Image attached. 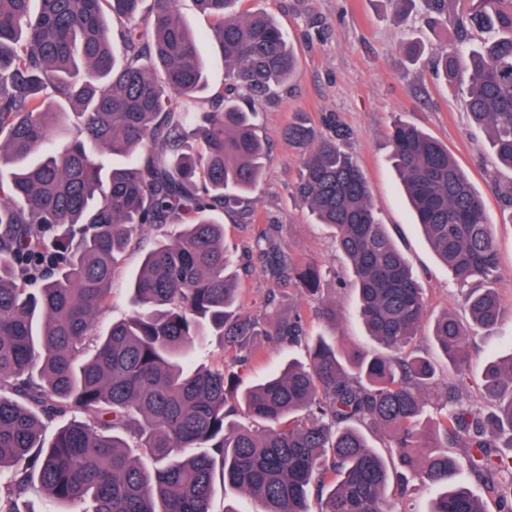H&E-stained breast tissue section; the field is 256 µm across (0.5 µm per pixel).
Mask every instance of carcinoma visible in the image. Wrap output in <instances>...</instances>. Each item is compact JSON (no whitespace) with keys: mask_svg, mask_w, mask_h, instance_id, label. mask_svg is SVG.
Returning <instances> with one entry per match:
<instances>
[{"mask_svg":"<svg viewBox=\"0 0 512 512\" xmlns=\"http://www.w3.org/2000/svg\"><path fill=\"white\" fill-rule=\"evenodd\" d=\"M224 53V81L254 100L293 78L288 36L241 0H195ZM118 32H113V25ZM453 24L486 34L439 63L462 85L472 123L512 169V0H463ZM209 88L180 0H0V512H35V490L79 512H213L215 481L259 512H391L387 488L411 475L440 487L428 512H485L449 484L468 449L489 482L512 465V358L482 372L491 411L463 402L468 344L502 318L495 228L448 147L398 118L391 156L424 236L467 289V324L439 317L432 336L458 379L427 413L436 368L409 350L426 305L405 257L377 218L368 181L307 118L288 126L305 149L296 200L335 233L349 260L358 313L386 353L341 355L322 336L237 393L236 373L192 363L218 336L238 363L255 337L300 343L304 319L272 304L265 323L236 307L239 270L219 212L256 189L264 145L255 113ZM124 160L106 165L101 156ZM176 226L144 254L130 310L112 311V278L133 236ZM273 280L313 300L325 273L293 261L273 237L248 250ZM69 423L46 439L62 414ZM381 428L390 464L364 429Z\"/></svg>","mask_w":512,"mask_h":512,"instance_id":"1","label":"carcinoma"}]
</instances>
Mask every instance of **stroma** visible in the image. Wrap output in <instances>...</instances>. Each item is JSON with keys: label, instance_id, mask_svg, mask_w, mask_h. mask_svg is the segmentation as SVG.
<instances>
[{"label": "stroma", "instance_id": "35a3bbf8", "mask_svg": "<svg viewBox=\"0 0 512 512\" xmlns=\"http://www.w3.org/2000/svg\"><path fill=\"white\" fill-rule=\"evenodd\" d=\"M241 7L261 11L279 24L293 45L297 69L293 80L274 97L251 104L258 114L256 133L266 148L264 172L246 212L224 213L225 245L243 251L259 236L272 234L285 254L322 265L328 275L319 297L336 302L343 314L331 325L313 312H305L309 337L323 334L335 338L345 352H380V345L367 334L358 315L352 269L332 232L314 223L292 197L302 151L288 142L289 123L301 112L322 131L325 116H333L337 124L351 131L344 148L364 171L379 220L412 267L422 290L427 315L416 348L436 365L438 385L430 400L442 403L455 371L438 353L433 325L444 313L463 319L467 312L460 285L428 244L403 198L390 161L388 133L394 117H403L447 145L483 196L488 220L496 228L499 274L495 287L503 317L495 330L473 338L469 346L472 379H479L484 363L512 355V201L507 198L512 190V169L495 161L485 133L471 123L463 109L457 81L445 77L435 65L437 54L460 48L459 29L439 22L436 13L420 6L393 16L389 0H243ZM180 9L201 37L199 48L211 88L222 87L224 56L207 36L211 18L194 0H181ZM409 38L423 47L415 62L404 50ZM153 242V234L137 235L135 249L122 262L112 284L113 318L127 313L129 279L139 268L142 251ZM271 293L284 312L302 303L297 288L285 282L272 283L261 265H254L242 281L241 312L261 315ZM256 342L258 354L238 369L244 387L263 381L288 359L306 357L301 344L265 336L257 337ZM456 455L462 463L453 476L454 483L467 486L487 512H501L507 487L475 477L463 463L466 449H457Z\"/></svg>", "mask_w": 512, "mask_h": 512}]
</instances>
